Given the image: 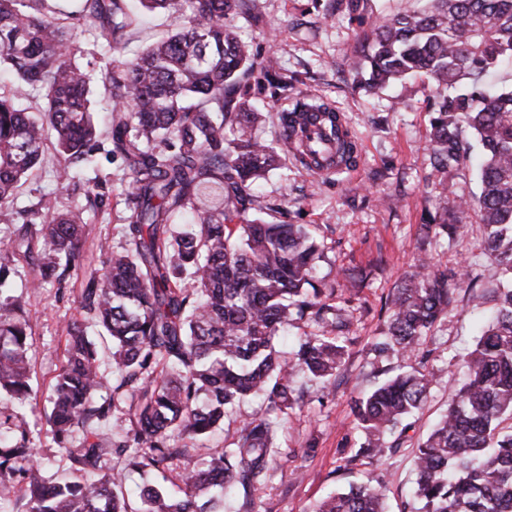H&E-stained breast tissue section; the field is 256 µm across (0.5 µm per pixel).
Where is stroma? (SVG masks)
Returning a JSON list of instances; mask_svg holds the SVG:
<instances>
[{
  "instance_id": "stroma-1",
  "label": "stroma",
  "mask_w": 512,
  "mask_h": 512,
  "mask_svg": "<svg viewBox=\"0 0 512 512\" xmlns=\"http://www.w3.org/2000/svg\"><path fill=\"white\" fill-rule=\"evenodd\" d=\"M174 22L167 14L141 16L125 44L110 54L96 47L94 32L73 30L76 60L98 77L109 62L133 57L170 31ZM233 23L259 55L277 58L282 74L293 84L287 97L279 100L266 92L256 95L266 114L259 135L276 141L279 113L290 111L293 101L311 97L341 113L358 144L359 157L355 167L327 175L291 159L258 184L271 206L266 221L309 225L320 241L323 255L314 278L334 286L335 303L351 313L348 356L331 384L322 386L305 375L297 376L295 394L300 402L282 424V456L271 462L263 485L248 496L227 500L224 512H310L329 491L348 489L368 474L382 488L388 512H410L418 446L446 410L450 391L467 374L476 316L468 297L477 291L493 298L502 280L498 266L480 253L478 223H471L459 240L422 243L420 226L432 199L444 196L449 211H456L461 198L477 193L475 173L465 166L443 176L431 172L427 100L432 86L415 81L376 93L356 87L349 56L367 21L349 14L344 0H251L248 14L234 17ZM81 176L107 179L108 200L87 213L89 229L80 268L70 271L62 283L34 290L27 286L26 261L14 262L15 288L26 302L32 326V385L43 397L62 365L64 326L87 319L80 305L81 288L89 272L105 267L101 240L115 248L123 243L121 227L127 217L123 198L129 175L122 159L99 153ZM44 198L62 209L85 201L83 190L59 182L49 168L28 177L15 205L30 207ZM423 248L436 269L463 272L457 306L426 337L420 352L406 357L377 355L371 345L388 317L386 302L412 271ZM406 366L433 374L426 405L398 434L396 452L379 459L357 456L362 435L351 412L352 401ZM26 420L42 474L63 475L65 462L42 410L27 412Z\"/></svg>"
}]
</instances>
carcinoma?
<instances>
[{
  "label": "carcinoma",
  "mask_w": 512,
  "mask_h": 512,
  "mask_svg": "<svg viewBox=\"0 0 512 512\" xmlns=\"http://www.w3.org/2000/svg\"><path fill=\"white\" fill-rule=\"evenodd\" d=\"M146 12L178 18V28L133 61L107 68L112 102L106 130L90 101L93 78L75 60L69 31L91 28L104 47L124 44L137 23L128 0H78L61 13L50 0H0V68L14 90L0 93V216L15 221L22 180L52 165L60 179L91 165L103 143L129 171L125 240L106 270L86 277L81 306L111 342L106 380L87 327L67 328L65 364L48 397L46 423L71 478L44 477L34 460L24 410L38 405L31 385L30 325L22 296L11 294L21 255L31 287L60 281L80 266L87 222L83 207L56 209L39 201L0 262V485L9 481L8 512H128L123 469L111 468L129 443L140 451L128 465L148 473L180 469L178 491L150 480L140 488L142 512H223L224 498L262 483L280 453L273 417L293 408V372L323 383L341 371L349 310L331 303L334 287L313 279L320 245L302 224L251 219L264 206L253 185L295 156L299 119L310 109L337 122V112L305 99L278 116L276 144L252 130L263 114L251 104L259 72L271 96L288 91L276 58L256 61L232 19L245 0H138ZM430 6L371 26L360 61L368 92L413 76L435 85L430 112L432 172L471 161L464 131L482 147L479 193L457 211L437 199L421 225L425 237L464 234L479 212L481 251L512 278V86L492 77L512 63V0H428ZM43 91L36 119L16 105L29 87ZM54 132V153L45 142ZM349 134L337 140L339 162L355 163ZM459 273L440 272L427 256L394 289L380 354L408 355L456 303ZM318 330L298 337L293 357L275 340L289 323ZM468 379L449 394L448 411L418 448L415 512H512V281L496 291L491 320L480 327L467 359ZM433 375L397 374L354 401L364 442L358 454L380 456L384 435L426 404ZM112 388V397L98 400ZM265 397L261 412L242 421L230 446L202 457L210 434L241 402ZM124 397L132 400V438H101L99 427ZM311 512H385L384 494L367 482L332 492Z\"/></svg>",
  "instance_id": "obj_1"
}]
</instances>
